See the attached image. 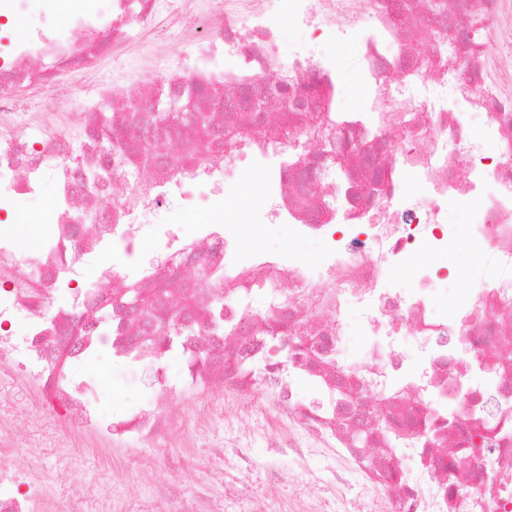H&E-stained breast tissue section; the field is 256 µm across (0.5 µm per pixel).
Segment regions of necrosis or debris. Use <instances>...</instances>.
I'll list each match as a JSON object with an SVG mask.
<instances>
[{
    "label": "necrosis or debris",
    "instance_id": "obj_1",
    "mask_svg": "<svg viewBox=\"0 0 512 512\" xmlns=\"http://www.w3.org/2000/svg\"><path fill=\"white\" fill-rule=\"evenodd\" d=\"M283 2L302 31L284 58L252 0H81L65 23L21 40L8 31L27 0H0V333L10 342L0 367L37 384L46 417H83L96 388L87 364L141 368L155 358L154 334L124 302L128 283L163 288L186 297L196 329L181 357H209L205 369L183 368L184 389L221 385L245 398L254 385L272 388L289 430L331 442L386 512H512V91L478 82L472 49L474 24L512 31V0H444L439 15L423 14L422 0ZM171 16L207 23L189 53L242 59L191 76L210 89L198 99L209 134L199 141L188 129L133 122L155 96L118 91L108 98L112 132L135 143L162 137L183 152L223 147L224 187L206 171L168 178L169 158L159 154L147 167L158 191L142 197L129 158L91 144L66 155L41 133L39 114L69 108L51 92L58 76L89 73L130 40L155 39ZM342 44L356 49L349 71L328 51ZM283 79L312 94L332 142L357 144L356 159L316 163L309 113L282 111L271 93ZM349 83L365 101L360 111L339 105ZM25 91L40 94L39 112L20 111ZM245 160L260 173L266 204H245L236 224L174 234L179 212H223ZM50 182L57 221L20 254L18 208ZM455 208L469 223L449 222ZM249 224L283 225L288 241L246 252ZM463 237L482 248L483 275L411 266L412 256L446 253ZM147 239L176 255L177 269L144 268ZM311 241L322 246L312 261L301 253ZM217 265L223 280L208 279ZM185 266L195 280H182ZM78 317L87 331L64 335ZM301 376L318 398L299 397ZM173 393L159 380L113 431L166 435Z\"/></svg>",
    "mask_w": 512,
    "mask_h": 512
}]
</instances>
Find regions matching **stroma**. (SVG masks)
<instances>
[{"label": "stroma", "instance_id": "1", "mask_svg": "<svg viewBox=\"0 0 512 512\" xmlns=\"http://www.w3.org/2000/svg\"><path fill=\"white\" fill-rule=\"evenodd\" d=\"M150 50L133 41L99 64L95 78L74 89L70 77L59 79L58 93H80L101 99L112 88L114 76L133 69ZM56 219L53 191L20 207L16 224L19 251ZM100 392L106 397L104 412L118 416L139 402L144 387L135 386L120 364H93ZM176 428L175 438L161 437L141 445L125 437L100 436L76 422H33L16 452H0V474L14 476L15 456L27 457L42 474L38 501L41 512H96L102 490H109L122 512H175L184 500L203 498L205 512H253L264 502L269 512H288L297 502L315 505L319 512H336L337 496H344L350 512H379L377 495L352 479L332 488H321L316 477L324 475L327 448H306V469H298L284 449L288 433L276 396L256 387L243 403L217 386L176 392L168 408ZM250 431V465L225 453V439Z\"/></svg>", "mask_w": 512, "mask_h": 512}]
</instances>
